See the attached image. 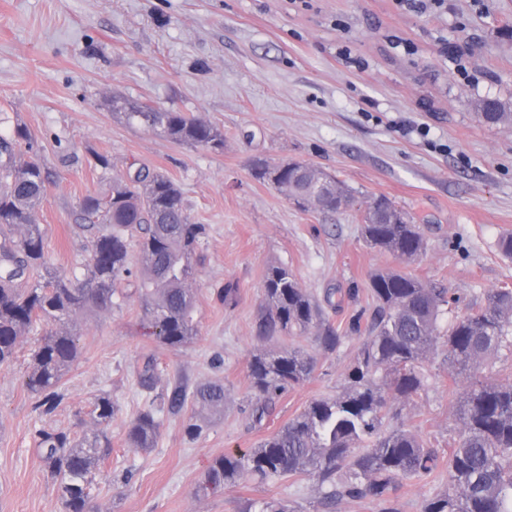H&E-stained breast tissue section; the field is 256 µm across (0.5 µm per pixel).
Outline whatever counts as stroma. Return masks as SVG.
Here are the masks:
<instances>
[{
    "instance_id": "obj_1",
    "label": "stroma",
    "mask_w": 512,
    "mask_h": 512,
    "mask_svg": "<svg viewBox=\"0 0 512 512\" xmlns=\"http://www.w3.org/2000/svg\"><path fill=\"white\" fill-rule=\"evenodd\" d=\"M512 0H0V113L24 125L48 173L39 210L45 251L71 271L82 259L80 203L108 189L90 151L116 173L146 166L181 188L192 220L206 225L193 284L200 336L172 350L149 336L137 299L78 322L80 357L55 413L35 408L24 380L36 337L0 366V512H61L33 433L64 428L80 437L99 394L117 412L112 454L91 492L94 512H242L246 500L276 497L296 512H376L362 502L321 504L306 477L241 484L205 497L196 487L213 458L275 431L312 399L336 394L362 343L349 334L333 352L314 337L258 336L264 277L285 265L316 298L334 293V325L367 309L373 272L399 260L361 236L367 201L384 196L405 209L427 242L408 264L447 289L458 311L512 288V259L498 242L512 234V125L475 116L484 96L512 101ZM157 105L224 129L212 150L166 140L115 118L112 94ZM302 161L336 176L356 203L333 213L305 211L251 165ZM237 290L224 305L227 285ZM303 347L315 370L251 427L248 363L257 350ZM437 348L426 364L430 389L405 406L407 426L428 444L448 445L456 425L448 362ZM154 359L160 379L142 388L137 371ZM219 379L224 415L194 440L190 406L174 409L178 386ZM160 409L154 448L124 441L147 406Z\"/></svg>"
}]
</instances>
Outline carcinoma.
<instances>
[{
	"mask_svg": "<svg viewBox=\"0 0 512 512\" xmlns=\"http://www.w3.org/2000/svg\"><path fill=\"white\" fill-rule=\"evenodd\" d=\"M110 105L131 127L174 142L224 148V129L213 123L117 94ZM475 116L489 125L506 117L512 121L507 104L491 97L475 102ZM24 150L34 151L24 126L0 136V365L14 359L40 323H53L38 339L25 374L36 408L49 414L62 402V381L80 355L75 328L82 312L120 308L135 295L162 346L179 349L198 339L194 255L206 226L192 222L180 187L167 175L137 168L112 176L109 156L94 153V168L109 188L106 195H88L80 204L85 256L81 275L68 273L46 257L37 212L47 177L39 164L22 158ZM272 186L305 210L333 212L355 202L335 177L300 162ZM362 221L364 241L403 263L426 251L419 227L384 196L367 206ZM369 297L366 324L359 315L351 323L350 330L364 332V339L341 389L313 400L252 447L215 457L198 491L206 495L246 481L308 476L325 504L369 501L378 512H400L403 481L434 477L445 469L448 481L425 499L421 512H512V371L491 382L476 377L483 363L512 355V288H496L480 305L455 315L448 289L384 268L372 273ZM264 300L262 335H312L330 351L342 345L346 332L323 318L319 302L288 267L268 269ZM439 346L448 349V395L458 424L446 448H433L405 428L394 408L427 394L425 365ZM313 369V358L299 348L254 353L249 361L251 426H263L276 399L309 379ZM137 377L144 388L156 384L154 359L144 362ZM464 379V391L455 392ZM225 398L224 382L212 380L190 393L176 389L170 404L191 403L186 431L198 436L224 414ZM115 413L112 397L103 393L93 404L94 429L82 437L64 428L36 431V451L56 486L62 512H89L90 487L112 454L108 428ZM160 428L158 411L150 406L129 422L125 442L148 451ZM243 512L294 510L272 497L248 501Z\"/></svg>",
	"mask_w": 512,
	"mask_h": 512,
	"instance_id": "carcinoma-1",
	"label": "carcinoma"
}]
</instances>
